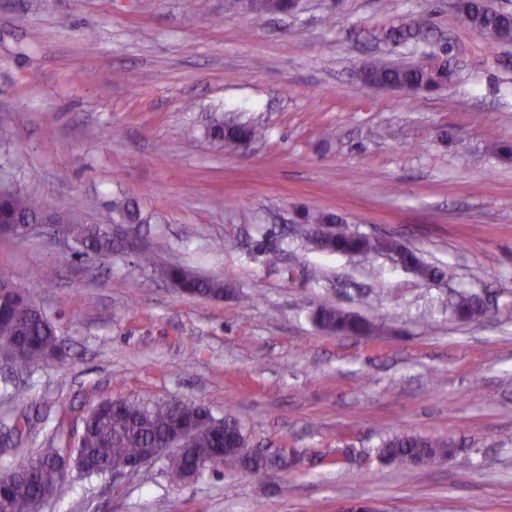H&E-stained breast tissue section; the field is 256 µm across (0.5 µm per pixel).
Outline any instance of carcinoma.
Here are the masks:
<instances>
[{"label": "carcinoma", "mask_w": 512, "mask_h": 512, "mask_svg": "<svg viewBox=\"0 0 512 512\" xmlns=\"http://www.w3.org/2000/svg\"><path fill=\"white\" fill-rule=\"evenodd\" d=\"M246 13L260 15L285 12L284 0H239ZM459 11L463 20L479 36H495L500 30L512 28V10L498 6L495 0H460ZM430 28L429 20L420 18L413 23H401L390 28L385 37L395 44L417 38ZM365 82L374 86L432 92L441 89L436 76L424 66L412 63H392L377 59L365 66ZM208 137L237 151L244 142L263 136L261 127L253 124L226 122L215 118L207 127ZM49 221L61 228L75 246L58 254L57 262L67 265L78 256L91 254L105 256L117 249L109 233L114 224L112 212L99 214L90 223L79 220L69 212L49 213L48 206L33 191L18 190L0 196V234H9L15 224H38ZM300 221L309 226L322 250L344 255L370 256L378 253L394 255L404 265L414 268L423 278L436 275V270L424 265L417 255L394 239L371 238L342 229L324 231L326 224H335L337 216L326 212L305 210ZM167 248L163 239L140 255L143 265L158 277L179 282L191 294L219 297L224 293L221 279H203L192 276L179 266H161L156 255ZM452 313L466 320L481 318L485 309L475 298L466 293L457 294L448 303ZM316 324L327 332L369 335L374 331L371 322L351 314L340 306H321L315 312ZM11 345L10 360L14 367L25 369L46 363L59 352L55 323L32 300L27 298L12 280L0 273V344ZM117 411L105 406H93L85 420L78 458L81 469L88 477L112 472L130 459H136L150 448H161L175 420H181L190 430L187 447L169 453L166 469L180 479L198 456L224 455V463L243 466L241 447L246 437L239 422L231 417L217 418L199 404L173 403L154 409L144 408L134 402L117 399ZM451 443L442 439L416 435H394L384 439L377 448L378 458L397 465H434L449 454ZM66 450L64 446L43 449L28 459L40 469L38 479L32 483L20 474L5 473L0 477V497L8 505L0 512H32L33 500L47 488L64 487L61 473L54 466V459ZM245 467V466H243ZM282 468L277 457L263 454L251 458L245 470L259 475L268 470Z\"/></svg>", "instance_id": "obj_1"}]
</instances>
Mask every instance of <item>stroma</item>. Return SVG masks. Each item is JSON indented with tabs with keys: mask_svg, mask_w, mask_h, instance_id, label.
<instances>
[{
	"mask_svg": "<svg viewBox=\"0 0 512 512\" xmlns=\"http://www.w3.org/2000/svg\"><path fill=\"white\" fill-rule=\"evenodd\" d=\"M427 17V37L381 38ZM446 55L441 91L375 88L378 54ZM263 126L248 152L205 136L212 117ZM512 43L476 36L456 0H302L247 16L236 0H0V172L51 208L89 218L136 203L120 248L61 267L66 237L0 235V272L53 318L60 353L0 370V473L80 431L122 397L234 417L251 449L298 467L231 466L177 483L164 459L138 473L71 471L42 512H512ZM390 236L440 270L325 253L296 207ZM223 278L187 296L136 252ZM467 292L480 321L452 315ZM338 305L377 327L329 334ZM452 442L432 467L379 461L382 437Z\"/></svg>",
	"mask_w": 512,
	"mask_h": 512,
	"instance_id": "35a3bbf8",
	"label": "stroma"
}]
</instances>
